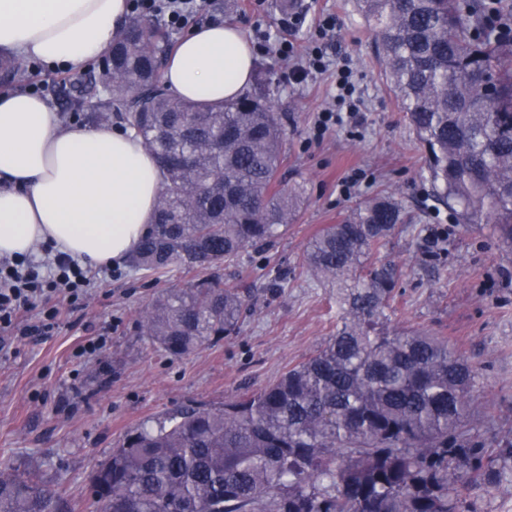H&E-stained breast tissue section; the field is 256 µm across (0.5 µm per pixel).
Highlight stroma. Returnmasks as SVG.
Returning <instances> with one entry per match:
<instances>
[{
    "mask_svg": "<svg viewBox=\"0 0 512 512\" xmlns=\"http://www.w3.org/2000/svg\"><path fill=\"white\" fill-rule=\"evenodd\" d=\"M298 7L306 20L295 41L306 51L323 39L318 20L335 18L327 53L350 64L365 122L355 136L337 128L316 134L319 111L337 93L335 70L297 84L276 52L255 54L254 68L286 129L281 180L306 189L287 232L272 246L247 248L234 263L204 271L151 274L126 261L118 276L94 274L82 310L48 334L0 351V464L35 468L59 482L72 512H88L90 471L130 430L259 389L321 346L336 328V305L329 287L301 268L302 253L322 227L397 188L415 221L379 253L404 267L390 324L447 337L478 370L470 429L489 440L512 438V254L489 225L462 227L448 211L432 210L418 144L351 0H298ZM216 20L236 25L254 44L262 33L283 36L287 16L282 0H210L196 23ZM90 74L34 67L19 89L46 85V99L65 123L84 127L88 112L73 108L66 92ZM351 175L358 182L344 190ZM202 279L243 297L238 330L190 356H168L141 336V313L163 290ZM97 336L105 339L97 357L77 354L84 339Z\"/></svg>",
    "mask_w": 512,
    "mask_h": 512,
    "instance_id": "1",
    "label": "stroma"
}]
</instances>
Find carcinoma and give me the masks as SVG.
Returning a JSON list of instances; mask_svg holds the SVG:
<instances>
[{
	"mask_svg": "<svg viewBox=\"0 0 512 512\" xmlns=\"http://www.w3.org/2000/svg\"><path fill=\"white\" fill-rule=\"evenodd\" d=\"M377 61L425 154L433 209L488 224L512 249V3L353 0ZM170 33L135 19L111 67L69 91L94 119L116 108L163 172L154 221L132 264L208 269L272 245L304 185L280 187L285 130L261 91L224 104L172 97L160 68ZM0 61L3 78L26 71ZM386 194L329 224L301 266L333 288L336 331L276 381L218 407L140 428L97 463L92 512H472L474 491L512 482V440L466 427L478 372L442 336L389 326L403 266L377 259L407 222ZM244 300L201 282L143 311L141 334L187 355L238 328ZM0 512H71L37 472L0 466Z\"/></svg>",
	"mask_w": 512,
	"mask_h": 512,
	"instance_id": "carcinoma-1",
	"label": "carcinoma"
}]
</instances>
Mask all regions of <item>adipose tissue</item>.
<instances>
[{"instance_id":"1","label":"adipose tissue","mask_w":512,"mask_h":512,"mask_svg":"<svg viewBox=\"0 0 512 512\" xmlns=\"http://www.w3.org/2000/svg\"><path fill=\"white\" fill-rule=\"evenodd\" d=\"M128 0H0V51L78 71L109 51ZM244 33L214 21L168 56L163 80L192 101L236 98L250 84ZM162 187L133 132L68 127L41 97L0 93V257L44 246L92 267L122 261L149 233Z\"/></svg>"}]
</instances>
